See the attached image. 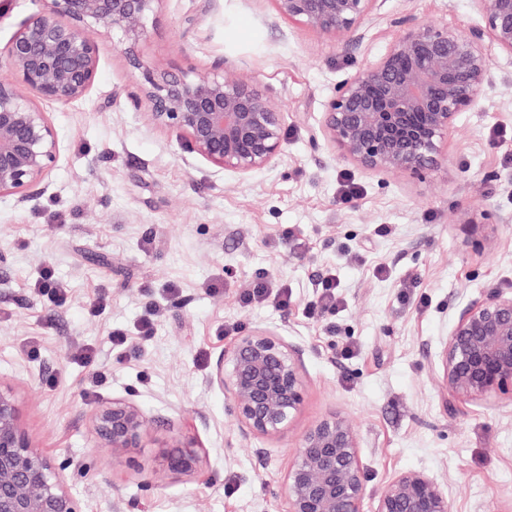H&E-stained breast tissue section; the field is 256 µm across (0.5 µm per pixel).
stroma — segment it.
<instances>
[{
  "instance_id": "obj_1",
  "label": "stroma",
  "mask_w": 512,
  "mask_h": 512,
  "mask_svg": "<svg viewBox=\"0 0 512 512\" xmlns=\"http://www.w3.org/2000/svg\"><path fill=\"white\" fill-rule=\"evenodd\" d=\"M43 7L0 0V49ZM405 13L462 31L481 20L475 0H380L358 40L288 22L271 0H157L136 44L149 67L204 73L223 59L284 112L282 156L248 177L153 124L146 73L120 30L90 32L100 62L87 97L42 101L59 161L31 202L0 196V382L39 451L75 461L67 475L85 512H285L298 440L331 414L358 435L368 492L416 471L445 483L452 512H512V396L448 394L437 361L462 306L512 292V56H493L481 105L460 114L436 170H363L319 136L338 87L385 54ZM344 173L358 197L341 198ZM481 216L498 233L478 247L468 220ZM46 267L66 284L65 305L34 292ZM328 273L341 303L310 318ZM260 276L288 289V308L243 306ZM116 329L134 354L112 352ZM254 329L302 351L304 401L276 437L243 435L215 378ZM79 343L105 375L94 397L92 369L71 356ZM116 397L149 419L130 462L91 426L96 402ZM175 439L198 447V474L160 470L158 448Z\"/></svg>"
}]
</instances>
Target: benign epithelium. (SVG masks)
Wrapping results in <instances>:
<instances>
[{
    "label": "benign epithelium",
    "mask_w": 512,
    "mask_h": 512,
    "mask_svg": "<svg viewBox=\"0 0 512 512\" xmlns=\"http://www.w3.org/2000/svg\"><path fill=\"white\" fill-rule=\"evenodd\" d=\"M0 55V195L24 204L43 191L59 159L49 115L25 91L71 102L88 95L99 66L96 26L123 30L134 66L147 71L151 119L176 133L188 152L209 164L249 176L279 159L285 115L256 81L225 60L207 74L152 71L134 53L146 17L160 0H46ZM276 13L311 30L357 35L379 0H271ZM481 23L466 30L403 16V34L377 61L343 83L329 102L323 130L344 160L363 169L420 174L441 164L442 149L460 113L477 108L489 82L492 52L512 55V0H474ZM445 390L463 399L512 394V294L491 292L458 313L440 353ZM216 378L243 433L283 434L304 400L299 351L262 329L237 337ZM97 437L115 459L145 447L149 420L125 398L92 409ZM285 475L287 512H365L367 486L357 434L330 415L299 439ZM198 449L163 446V471L193 474ZM64 462L38 451L21 425L12 387L0 383V512H83ZM372 512H451L444 484L420 472L393 476L375 495Z\"/></svg>",
    "instance_id": "1"
}]
</instances>
